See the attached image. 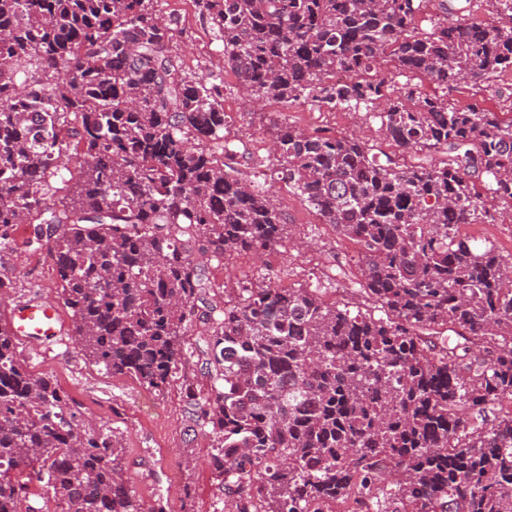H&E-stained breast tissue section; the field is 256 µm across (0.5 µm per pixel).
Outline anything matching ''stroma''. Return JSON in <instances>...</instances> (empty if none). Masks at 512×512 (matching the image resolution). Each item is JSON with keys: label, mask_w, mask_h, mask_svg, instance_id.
<instances>
[{"label": "stroma", "mask_w": 512, "mask_h": 512, "mask_svg": "<svg viewBox=\"0 0 512 512\" xmlns=\"http://www.w3.org/2000/svg\"><path fill=\"white\" fill-rule=\"evenodd\" d=\"M159 8L174 22V41L187 75L205 83L217 76L223 79L224 110L231 118L227 132L229 138L245 144L246 155L239 165L245 178L253 177L256 162H272L269 118L271 113L283 110L291 122L308 131L336 135L354 132L375 151L394 153L379 120L362 112L332 111L307 103L287 109L268 99L243 103L237 92L238 80L224 65L223 45L193 0H161ZM448 98L460 107L482 100L485 109L510 120L512 72L495 78L491 90L461 84L449 89ZM267 187L288 220L283 239L274 250L242 253L221 262L207 254L197 255V263L208 268L211 280L229 290L246 276L283 288L319 284L325 301L341 302L351 310L382 317V309L358 287V246L321 223L315 211L285 182L273 180ZM0 275L15 283L11 304L56 295L57 280L45 252L29 251L23 243L0 251ZM18 350L30 372L48 374L58 381L78 404L81 420L113 427L119 441L122 476L142 499L162 500L166 512H213L223 501L224 495L207 465L212 441L204 432L190 430L179 382H172L164 394L155 395L138 380L106 372L85 360L68 334L51 345L22 341Z\"/></svg>", "instance_id": "obj_1"}]
</instances>
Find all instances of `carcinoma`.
Masks as SVG:
<instances>
[{
	"mask_svg": "<svg viewBox=\"0 0 512 512\" xmlns=\"http://www.w3.org/2000/svg\"><path fill=\"white\" fill-rule=\"evenodd\" d=\"M194 2L248 100L374 113L401 153L442 154L409 165L273 123L275 173L361 247L385 317L316 288L245 281L233 298L196 263L273 249L286 217L233 166L220 85L187 76L159 0H0V249L35 219L26 246L105 370L161 394L204 360L184 396L226 512H512V259L454 230L512 205V120L446 92L512 71V0H489L494 25L454 0ZM384 61L443 92L406 106L373 74ZM78 415L0 321V512L34 482L29 512H164L119 475L112 427Z\"/></svg>",
	"mask_w": 512,
	"mask_h": 512,
	"instance_id": "obj_1",
	"label": "carcinoma"
}]
</instances>
